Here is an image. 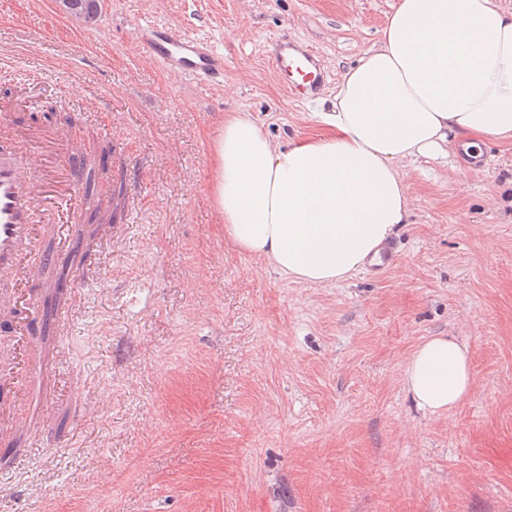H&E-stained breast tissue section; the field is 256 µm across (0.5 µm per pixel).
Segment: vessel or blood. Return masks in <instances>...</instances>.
<instances>
[{"label": "vessel or blood", "mask_w": 512, "mask_h": 512, "mask_svg": "<svg viewBox=\"0 0 512 512\" xmlns=\"http://www.w3.org/2000/svg\"><path fill=\"white\" fill-rule=\"evenodd\" d=\"M135 35L162 69L207 85L221 83L224 56L209 43L158 24L138 26ZM270 58L295 96L309 100L319 94L323 71L301 40H276ZM0 133L11 143L10 150L0 154V277L10 278L15 288L0 296V308L20 313L11 326L18 354L0 361V436L11 437L23 431L29 415L43 406L34 386L40 345L29 316L38 305L32 291L38 270L51 261L42 243L54 236L69 244L83 227L72 213L71 201L78 193L76 172L66 165L42 174L36 171L50 131L12 125L0 114Z\"/></svg>", "instance_id": "obj_1"}]
</instances>
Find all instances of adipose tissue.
Listing matches in <instances>:
<instances>
[{
  "mask_svg": "<svg viewBox=\"0 0 512 512\" xmlns=\"http://www.w3.org/2000/svg\"><path fill=\"white\" fill-rule=\"evenodd\" d=\"M323 135L283 148L248 117L214 140L212 203L236 248L310 286L347 279L407 223L403 162L464 153L480 138L512 142V10L501 0H399L381 41L341 73ZM473 381L466 347L434 336L404 383L445 413Z\"/></svg>",
  "mask_w": 512,
  "mask_h": 512,
  "instance_id": "ef3b65f1",
  "label": "adipose tissue"
}]
</instances>
